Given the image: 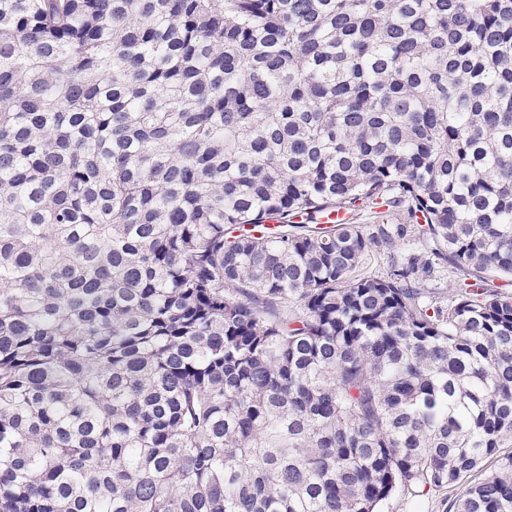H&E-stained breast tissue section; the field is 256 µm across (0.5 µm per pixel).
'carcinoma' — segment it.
<instances>
[{
  "label": "carcinoma",
  "instance_id": "obj_1",
  "mask_svg": "<svg viewBox=\"0 0 512 512\" xmlns=\"http://www.w3.org/2000/svg\"><path fill=\"white\" fill-rule=\"evenodd\" d=\"M487 274L512 0H0V512H512ZM458 489L445 488L423 496H413L406 491H397L380 506V512H448L449 503L456 497Z\"/></svg>",
  "mask_w": 512,
  "mask_h": 512
}]
</instances>
